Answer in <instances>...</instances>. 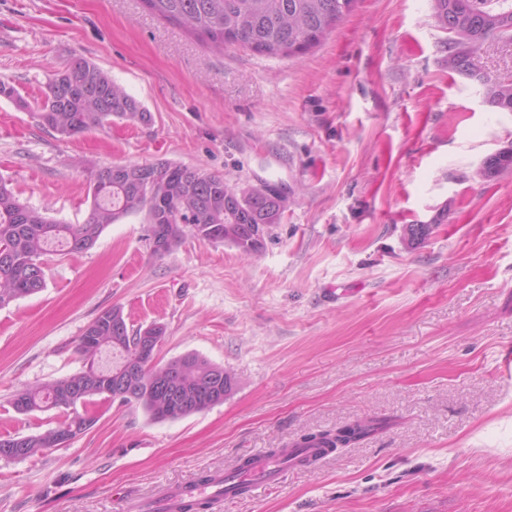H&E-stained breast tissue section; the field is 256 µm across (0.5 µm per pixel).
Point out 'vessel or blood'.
<instances>
[{"instance_id":"vessel-or-blood-1","label":"vessel or blood","mask_w":512,"mask_h":512,"mask_svg":"<svg viewBox=\"0 0 512 512\" xmlns=\"http://www.w3.org/2000/svg\"><path fill=\"white\" fill-rule=\"evenodd\" d=\"M306 448L290 449L285 455L272 457L265 452L251 455V465L248 469H232L225 471L224 483L220 486H205L204 494L213 499L232 500L238 497L240 488H247L248 492L280 484L288 467L300 464L301 460L309 456Z\"/></svg>"}]
</instances>
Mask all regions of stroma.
<instances>
[{
  "label": "stroma",
  "instance_id": "stroma-1",
  "mask_svg": "<svg viewBox=\"0 0 512 512\" xmlns=\"http://www.w3.org/2000/svg\"><path fill=\"white\" fill-rule=\"evenodd\" d=\"M430 0H357L318 47L216 52L140 0H0V177L64 224L89 214V164L167 160L231 187L284 188L258 255L186 237L152 253L145 213L0 309V436L40 434L61 409L18 414L19 391L78 372L105 309L163 325L235 379L224 403L177 419L97 399L67 445L0 460V512H140L168 487L359 419L384 427L278 487L206 512H512V40L473 73L448 68ZM93 60L152 115L73 138L39 125L49 76ZM430 225L410 241L406 227ZM487 102L502 112H512V81L492 87L487 93Z\"/></svg>",
  "mask_w": 512,
  "mask_h": 512
}]
</instances>
